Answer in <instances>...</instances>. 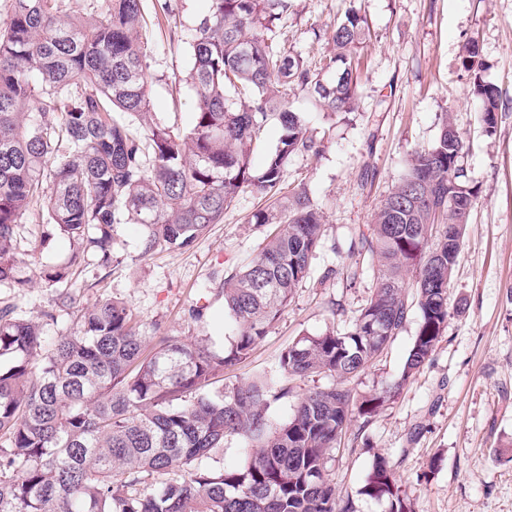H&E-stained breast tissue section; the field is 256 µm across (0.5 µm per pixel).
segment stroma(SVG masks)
I'll list each match as a JSON object with an SVG mask.
<instances>
[{
    "mask_svg": "<svg viewBox=\"0 0 512 512\" xmlns=\"http://www.w3.org/2000/svg\"><path fill=\"white\" fill-rule=\"evenodd\" d=\"M366 18L369 36L357 57L362 89L355 112L316 111L304 91L289 98L321 136L317 155L289 158L288 186H306L325 214L324 244L291 303L244 364L224 383L275 372L279 357L302 334L348 327L375 288L372 273L355 282L325 277L350 266L351 242L368 233L374 214L398 183L409 155L429 146L443 117L465 141L462 164L478 189L448 290V327L432 359L369 423L354 420L327 463L338 496L357 512H389L388 500L362 494L374 457H388L412 512H512V0H290L274 49L316 62L330 45L331 26L349 8ZM148 24L147 74L152 119L168 126L189 122L195 94L185 75L205 0H143ZM476 39L483 76L501 90L502 109L486 134L462 67L464 47ZM373 182L361 186L364 168ZM262 205L246 192L222 223L184 248L142 255L137 224L118 225L117 263L88 256L68 280L76 306L102 299L125 302L151 343L199 336L231 342L235 329L214 292L212 273L242 266L269 233L251 223ZM72 247L31 213L16 227L15 257L25 288L0 286V306L39 317L57 294L38 274L66 265ZM203 307L204 316L191 311ZM405 329L349 383L353 392L385 390L401 374L417 330Z\"/></svg>",
    "mask_w": 512,
    "mask_h": 512,
    "instance_id": "obj_1",
    "label": "stroma"
}]
</instances>
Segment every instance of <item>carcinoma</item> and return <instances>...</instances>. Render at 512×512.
Listing matches in <instances>:
<instances>
[{
  "instance_id": "obj_1",
  "label": "carcinoma",
  "mask_w": 512,
  "mask_h": 512,
  "mask_svg": "<svg viewBox=\"0 0 512 512\" xmlns=\"http://www.w3.org/2000/svg\"><path fill=\"white\" fill-rule=\"evenodd\" d=\"M103 12L72 15L65 0H12L0 24V285L29 280L14 259V228L38 203L73 243L65 267L46 266L48 286L94 253L112 263L120 224H141L144 256L185 247L224 219L244 192L264 199L254 224L275 225L243 268L217 285L234 326L230 347L197 336L149 352L125 303L83 308L48 337L41 319L0 307V512H356L326 474L354 418L367 424L429 362L448 327V287L477 188L457 172L464 139L443 118L438 137L413 151L370 234L350 244L346 279L370 270L373 295L351 326L304 335L278 361L285 379L324 376L277 419L271 402L291 387L272 377L213 388L245 362L310 274L325 218L304 187L284 192L286 164L322 141L289 102L307 90L331 115L352 112L361 92L354 54L366 37L355 10L331 28L333 45L310 69L274 50L264 33L289 0H208L191 43L195 93L189 127L151 122L142 0H105ZM475 41L465 46L484 130L495 132L499 87L482 76ZM283 133L254 170L252 153L269 117ZM464 198L448 196L450 177ZM417 311L402 374L380 393L357 396L348 382L387 348ZM251 448L243 464L198 465L224 440ZM181 471L157 491L139 485ZM362 494L407 504L388 458L379 456Z\"/></svg>"
}]
</instances>
